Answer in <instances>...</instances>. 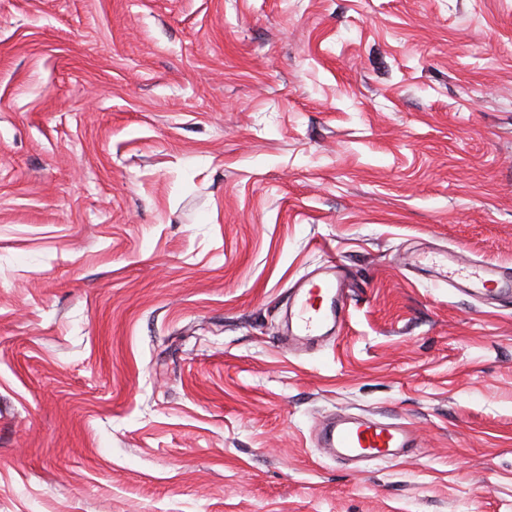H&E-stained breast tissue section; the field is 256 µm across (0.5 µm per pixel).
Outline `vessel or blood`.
<instances>
[{"label":"vessel or blood","mask_w":512,"mask_h":512,"mask_svg":"<svg viewBox=\"0 0 512 512\" xmlns=\"http://www.w3.org/2000/svg\"><path fill=\"white\" fill-rule=\"evenodd\" d=\"M343 280L341 264L331 259L317 276L299 288L296 304L288 316L291 340L314 342L322 337L324 328L337 323L345 308ZM489 283L496 284L499 293L512 295V276L493 267L473 272L472 286ZM320 440L335 454L356 460L390 458L415 445L408 428L373 420L327 422Z\"/></svg>","instance_id":"1"}]
</instances>
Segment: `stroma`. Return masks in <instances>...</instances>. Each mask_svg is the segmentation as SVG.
Segmentation results:
<instances>
[{
	"instance_id": "1",
	"label": "stroma",
	"mask_w": 512,
	"mask_h": 512,
	"mask_svg": "<svg viewBox=\"0 0 512 512\" xmlns=\"http://www.w3.org/2000/svg\"><path fill=\"white\" fill-rule=\"evenodd\" d=\"M331 255L344 322L284 341ZM485 263L512 0H0V512H512ZM320 440L335 454L356 460L390 458L415 446L408 428L373 420L329 421L320 432Z\"/></svg>"
}]
</instances>
